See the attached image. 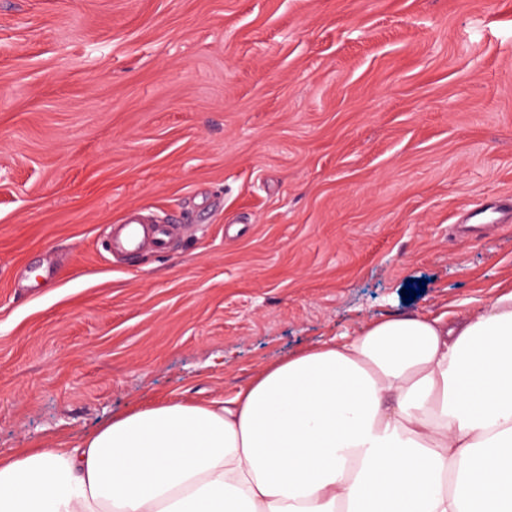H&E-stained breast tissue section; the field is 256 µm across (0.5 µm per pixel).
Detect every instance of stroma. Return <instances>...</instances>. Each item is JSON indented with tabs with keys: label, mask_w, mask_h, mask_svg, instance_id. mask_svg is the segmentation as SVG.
<instances>
[{
	"label": "stroma",
	"mask_w": 512,
	"mask_h": 512,
	"mask_svg": "<svg viewBox=\"0 0 512 512\" xmlns=\"http://www.w3.org/2000/svg\"><path fill=\"white\" fill-rule=\"evenodd\" d=\"M508 205L512 0H0V456L474 311ZM177 224H152L142 221L135 215L120 224H112V239H107L109 247L118 248L128 256H137L145 248L162 253Z\"/></svg>",
	"instance_id": "35a3bbf8"
}]
</instances>
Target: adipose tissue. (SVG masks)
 I'll use <instances>...</instances> for the list:
<instances>
[{"label":"adipose tissue","mask_w":512,"mask_h":512,"mask_svg":"<svg viewBox=\"0 0 512 512\" xmlns=\"http://www.w3.org/2000/svg\"><path fill=\"white\" fill-rule=\"evenodd\" d=\"M0 512H512V290L0 456Z\"/></svg>","instance_id":"1"}]
</instances>
